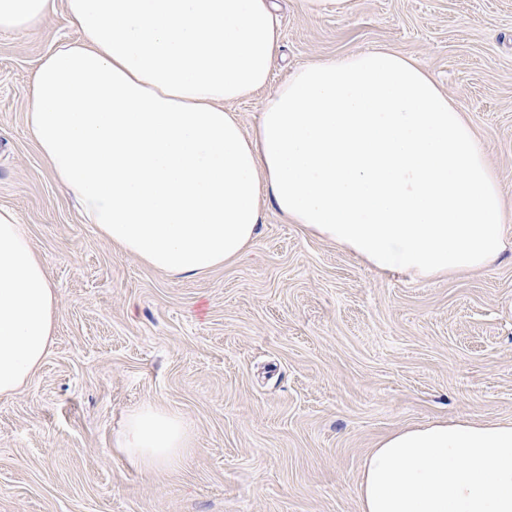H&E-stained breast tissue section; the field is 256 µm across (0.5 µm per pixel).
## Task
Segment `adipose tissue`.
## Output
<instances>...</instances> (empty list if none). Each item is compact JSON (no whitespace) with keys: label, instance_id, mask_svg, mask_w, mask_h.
<instances>
[{"label":"adipose tissue","instance_id":"1","mask_svg":"<svg viewBox=\"0 0 512 512\" xmlns=\"http://www.w3.org/2000/svg\"><path fill=\"white\" fill-rule=\"evenodd\" d=\"M55 0H0V32ZM79 39L41 61L28 130L87 223L172 276L235 261L265 203L381 273L443 279L503 248L502 189L464 113L413 60L376 47L296 70L245 131L230 104L263 88L280 47L272 0H66ZM57 290L0 208V396L55 333ZM182 419L153 404L117 440L172 464ZM359 512H512V423L434 421L366 456Z\"/></svg>","mask_w":512,"mask_h":512}]
</instances>
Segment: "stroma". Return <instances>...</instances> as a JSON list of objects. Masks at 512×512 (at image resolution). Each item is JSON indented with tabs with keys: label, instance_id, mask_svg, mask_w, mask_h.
<instances>
[{
	"label": "stroma",
	"instance_id": "obj_1",
	"mask_svg": "<svg viewBox=\"0 0 512 512\" xmlns=\"http://www.w3.org/2000/svg\"><path fill=\"white\" fill-rule=\"evenodd\" d=\"M269 82L232 104L244 129L298 67L386 46L427 70L480 141L509 246L445 279L378 274L264 208L235 262L170 276L112 246L53 178L27 128L42 57L78 38L64 0L0 34V207L58 290L48 354L0 396V512H359L362 464L435 420L512 422V0H275ZM189 446L160 470L115 441L143 403Z\"/></svg>",
	"mask_w": 512,
	"mask_h": 512
}]
</instances>
